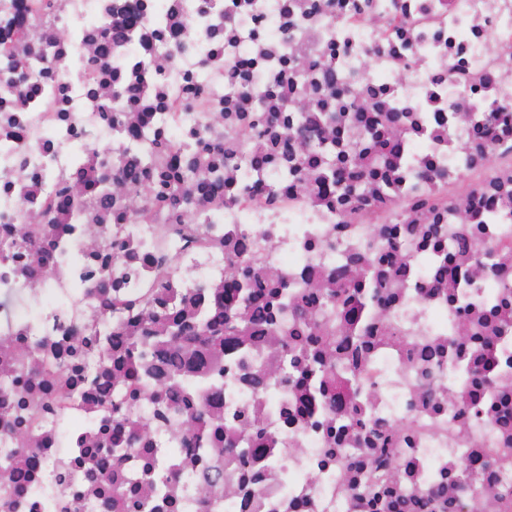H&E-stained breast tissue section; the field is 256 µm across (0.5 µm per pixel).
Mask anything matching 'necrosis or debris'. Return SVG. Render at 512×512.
I'll return each instance as SVG.
<instances>
[{
	"label": "necrosis or debris",
	"mask_w": 512,
	"mask_h": 512,
	"mask_svg": "<svg viewBox=\"0 0 512 512\" xmlns=\"http://www.w3.org/2000/svg\"><path fill=\"white\" fill-rule=\"evenodd\" d=\"M4 54L0 512H512V0H0ZM142 299L243 329L177 372Z\"/></svg>",
	"instance_id": "necrosis-or-debris-1"
}]
</instances>
